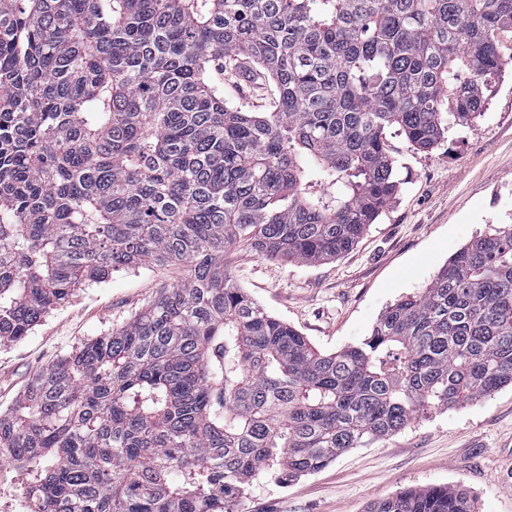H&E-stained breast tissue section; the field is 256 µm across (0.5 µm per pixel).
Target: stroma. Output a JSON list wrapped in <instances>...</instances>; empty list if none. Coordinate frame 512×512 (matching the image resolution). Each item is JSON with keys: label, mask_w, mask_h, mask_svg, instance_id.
<instances>
[{"label": "stroma", "mask_w": 512, "mask_h": 512, "mask_svg": "<svg viewBox=\"0 0 512 512\" xmlns=\"http://www.w3.org/2000/svg\"><path fill=\"white\" fill-rule=\"evenodd\" d=\"M251 73L244 66L225 74L224 99L267 111L274 88ZM387 144L401 191L350 252L313 265L267 259L243 245L224 254L240 288L326 352L360 342L387 306L425 288L457 250L512 224V62L473 124L456 126L427 151L394 132ZM189 274L186 263H149L76 289L27 336L0 344V408L57 358L125 325ZM434 485L466 489L476 512H512V386L421 412L300 480L260 476L237 512H363L372 501Z\"/></svg>", "instance_id": "stroma-1"}]
</instances>
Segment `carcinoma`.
Wrapping results in <instances>:
<instances>
[{
	"label": "carcinoma",
	"instance_id": "1",
	"mask_svg": "<svg viewBox=\"0 0 512 512\" xmlns=\"http://www.w3.org/2000/svg\"><path fill=\"white\" fill-rule=\"evenodd\" d=\"M512 0H0V343L86 281L194 262L126 325L61 356L0 412L33 512H236L512 386V225L463 246L361 342L316 349L224 270L349 251L415 150L481 116ZM270 112L224 101L242 60ZM364 512H474L450 486Z\"/></svg>",
	"mask_w": 512,
	"mask_h": 512
}]
</instances>
